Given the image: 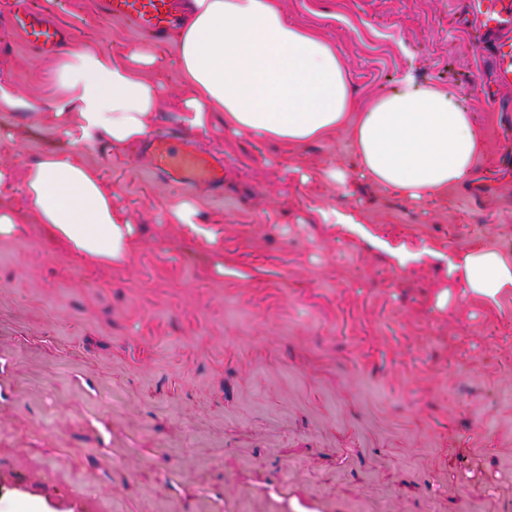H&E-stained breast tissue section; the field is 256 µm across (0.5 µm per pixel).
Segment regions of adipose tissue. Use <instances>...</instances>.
<instances>
[{
	"label": "adipose tissue",
	"instance_id": "adipose-tissue-1",
	"mask_svg": "<svg viewBox=\"0 0 512 512\" xmlns=\"http://www.w3.org/2000/svg\"><path fill=\"white\" fill-rule=\"evenodd\" d=\"M171 43L190 92L184 110L191 127L207 128L220 112L225 126L287 147L346 130L361 176L410 202L432 200L474 176L481 134L455 92L408 73L392 93L360 107L333 41L288 23L279 0H191ZM142 60L106 48H64L45 98L0 85V110L52 111L76 145L140 143L160 102ZM23 198L22 213L0 209V237L43 224L65 251L107 265L134 247L130 219L113 209L99 171L75 155L29 162ZM449 270L480 297L512 288V258L495 249L465 252Z\"/></svg>",
	"mask_w": 512,
	"mask_h": 512
}]
</instances>
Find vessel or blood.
Segmentation results:
<instances>
[{
  "mask_svg": "<svg viewBox=\"0 0 512 512\" xmlns=\"http://www.w3.org/2000/svg\"><path fill=\"white\" fill-rule=\"evenodd\" d=\"M189 0H97L103 15L165 41L179 26ZM11 25L42 53L58 51L65 43L63 28L30 0H14ZM475 27L488 44L492 74L498 86L512 88V0H468ZM144 150L155 171L184 188L224 186V159L201 150L193 140L169 132L151 136Z\"/></svg>",
  "mask_w": 512,
  "mask_h": 512,
  "instance_id": "vessel-or-blood-1",
  "label": "vessel or blood"
}]
</instances>
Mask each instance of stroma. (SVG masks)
Here are the masks:
<instances>
[{
	"mask_svg": "<svg viewBox=\"0 0 512 512\" xmlns=\"http://www.w3.org/2000/svg\"><path fill=\"white\" fill-rule=\"evenodd\" d=\"M0 84L37 99L54 57L8 24ZM331 39L369 105L406 72L463 96L476 176L420 204L352 176L345 132L289 149L182 120L169 43L49 7L73 47L143 51L154 132L224 158V188L162 179L142 145L73 149L52 113L0 111V165L79 151L130 217L112 266L43 225L0 238V499L43 512H512V288L473 295L450 261L512 256V89L464 0H280ZM190 205L195 225L173 212ZM353 216L350 224L331 212ZM412 254L408 263L399 256Z\"/></svg>",
	"mask_w": 512,
	"mask_h": 512,
	"instance_id": "35a3bbf8",
	"label": "stroma"
}]
</instances>
